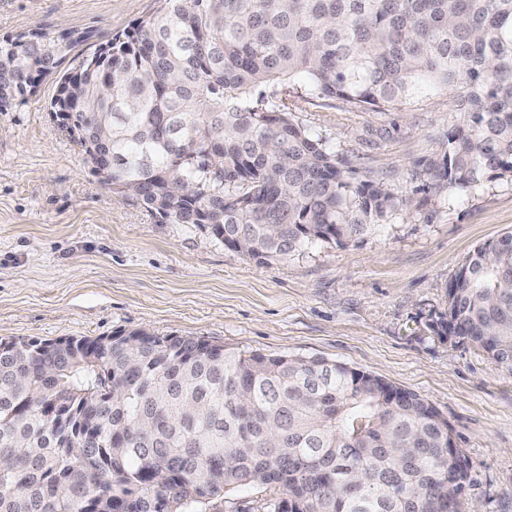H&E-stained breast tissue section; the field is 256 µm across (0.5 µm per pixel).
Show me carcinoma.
I'll return each mask as SVG.
<instances>
[{
  "instance_id": "1",
  "label": "carcinoma",
  "mask_w": 512,
  "mask_h": 512,
  "mask_svg": "<svg viewBox=\"0 0 512 512\" xmlns=\"http://www.w3.org/2000/svg\"><path fill=\"white\" fill-rule=\"evenodd\" d=\"M88 40L43 29L0 42V110ZM52 112L112 192L172 224H204L258 261L342 243L410 199L363 178L293 119L283 86L352 112L454 91L463 121L422 191L512 178V0H163L75 58ZM260 86L268 91L253 97ZM442 336L512 370V232L458 268ZM0 347V512L217 509L245 485L281 512H466L454 429L420 395L321 357L226 352L125 332Z\"/></svg>"
}]
</instances>
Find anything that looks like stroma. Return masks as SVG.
I'll use <instances>...</instances> for the list:
<instances>
[{
	"instance_id": "obj_1",
	"label": "stroma",
	"mask_w": 512,
	"mask_h": 512,
	"mask_svg": "<svg viewBox=\"0 0 512 512\" xmlns=\"http://www.w3.org/2000/svg\"><path fill=\"white\" fill-rule=\"evenodd\" d=\"M160 5L0 0V40L85 33L90 52ZM56 86L47 76L0 111V339L144 330L344 363L431 402L466 457L469 504L512 512V372L431 327L460 264L512 232V179L432 194L346 243L260 263L112 194L53 116ZM293 118L401 195L426 183V162L463 120L449 92L385 112L302 94Z\"/></svg>"
}]
</instances>
